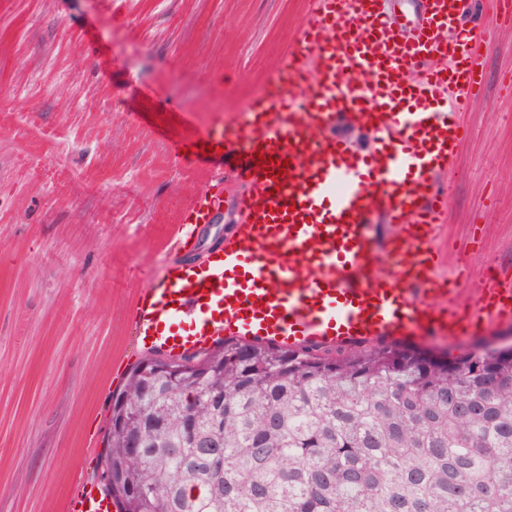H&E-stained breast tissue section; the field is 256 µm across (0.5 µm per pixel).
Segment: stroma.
I'll return each instance as SVG.
<instances>
[{
    "label": "stroma",
    "mask_w": 512,
    "mask_h": 512,
    "mask_svg": "<svg viewBox=\"0 0 512 512\" xmlns=\"http://www.w3.org/2000/svg\"><path fill=\"white\" fill-rule=\"evenodd\" d=\"M309 17L310 0H0V512H62L94 480L112 395L146 355L135 295L246 220V184L225 182L195 247H169L182 203L233 165L198 169L183 145L216 107L233 119ZM486 34L433 240L464 313L512 278V22ZM412 343L512 344V322Z\"/></svg>",
    "instance_id": "1"
}]
</instances>
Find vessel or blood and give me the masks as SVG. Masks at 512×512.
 <instances>
[{"label":"vessel or blood","mask_w":512,"mask_h":512,"mask_svg":"<svg viewBox=\"0 0 512 512\" xmlns=\"http://www.w3.org/2000/svg\"><path fill=\"white\" fill-rule=\"evenodd\" d=\"M476 0H425L401 40L384 0H312L309 23L290 43L269 87L245 106L246 120L201 128L192 144L233 157L248 186L247 221L207 275L181 270L137 296L129 311L144 348L177 357L212 345L220 330L288 348H342L446 332L456 294L444 305L432 238L445 217L446 172L467 138L461 121L487 44L461 28ZM363 112L380 144L367 153L326 136L339 113ZM285 171H278V164ZM408 226V251L380 256L371 216ZM201 202L182 208L178 240L209 223ZM422 273L420 287L409 272ZM472 319L512 321V284L490 279ZM191 333L179 335L182 323ZM92 484L71 485L63 512H112Z\"/></svg>","instance_id":"obj_1"}]
</instances>
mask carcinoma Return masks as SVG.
I'll list each match as a JSON object with an SVG mask.
<instances>
[{
  "instance_id": "carcinoma-1",
  "label": "carcinoma",
  "mask_w": 512,
  "mask_h": 512,
  "mask_svg": "<svg viewBox=\"0 0 512 512\" xmlns=\"http://www.w3.org/2000/svg\"><path fill=\"white\" fill-rule=\"evenodd\" d=\"M107 435L119 512H512V352L224 338L139 361Z\"/></svg>"
}]
</instances>
